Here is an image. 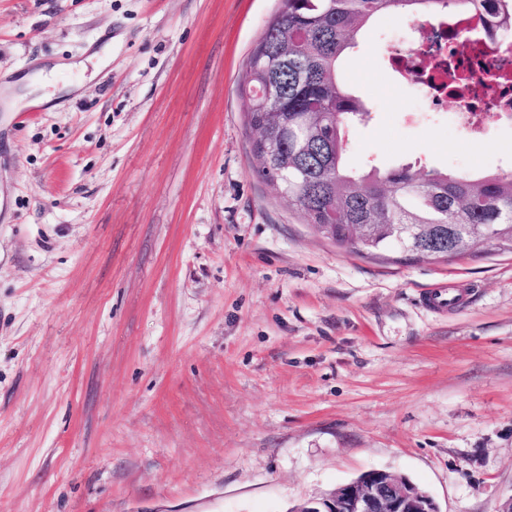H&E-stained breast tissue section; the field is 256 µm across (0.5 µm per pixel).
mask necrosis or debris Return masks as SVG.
Instances as JSON below:
<instances>
[{"label":"necrosis or debris","instance_id":"obj_1","mask_svg":"<svg viewBox=\"0 0 512 512\" xmlns=\"http://www.w3.org/2000/svg\"><path fill=\"white\" fill-rule=\"evenodd\" d=\"M421 36L408 50L398 51L392 67L418 86L431 104L444 101L440 87L448 81L449 66H457L470 90L455 100L453 123L469 141H477L484 122L512 124V95H503L512 84V28L486 34L479 18H422Z\"/></svg>","mask_w":512,"mask_h":512}]
</instances>
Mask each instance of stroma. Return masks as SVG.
<instances>
[{"mask_svg":"<svg viewBox=\"0 0 512 512\" xmlns=\"http://www.w3.org/2000/svg\"><path fill=\"white\" fill-rule=\"evenodd\" d=\"M279 0H0V512H288L372 469L512 497V250L337 247L272 191L244 64ZM372 21L357 166L512 170L424 112ZM58 68L68 91L28 101ZM464 283L463 308L419 302Z\"/></svg>","mask_w":512,"mask_h":512,"instance_id":"obj_1","label":"stroma"}]
</instances>
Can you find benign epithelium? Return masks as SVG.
<instances>
[{
	"label": "benign epithelium",
	"instance_id": "benign-epithelium-1",
	"mask_svg": "<svg viewBox=\"0 0 512 512\" xmlns=\"http://www.w3.org/2000/svg\"><path fill=\"white\" fill-rule=\"evenodd\" d=\"M293 512H439L432 497L405 478L373 469Z\"/></svg>",
	"mask_w": 512,
	"mask_h": 512
}]
</instances>
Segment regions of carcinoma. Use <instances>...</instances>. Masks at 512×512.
<instances>
[{"mask_svg":"<svg viewBox=\"0 0 512 512\" xmlns=\"http://www.w3.org/2000/svg\"><path fill=\"white\" fill-rule=\"evenodd\" d=\"M488 16L494 28L512 25V0H280L246 61L249 107L246 122H267L262 100L267 90L280 91L286 112L280 126L293 125L298 114L312 113L314 130L299 137L270 132V156L254 143L261 174L288 164V179L299 186L298 212L338 246L362 255L383 249L402 250L427 260H446L452 237L465 224L480 236L462 245L457 255L486 246L511 244L512 174L431 170L421 175L409 164L359 172L346 160V137L368 115L362 96L346 88L337 66L354 47L360 32L385 14L441 17L448 10ZM396 224H412L416 234L401 244Z\"/></svg>","mask_w":512,"mask_h":512,"instance_id":"carcinoma-1","label":"carcinoma"}]
</instances>
